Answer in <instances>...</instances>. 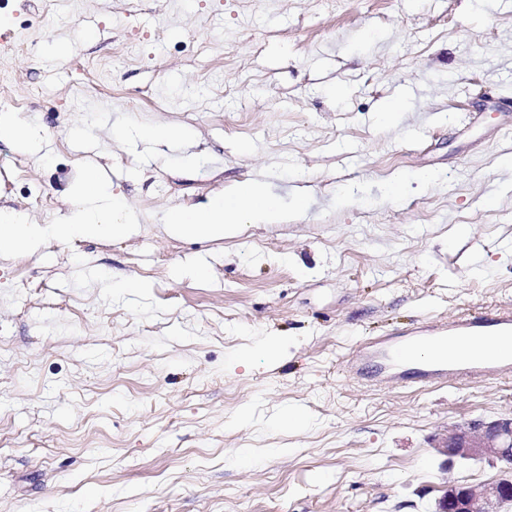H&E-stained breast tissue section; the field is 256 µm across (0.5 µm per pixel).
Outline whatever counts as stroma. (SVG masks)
I'll return each instance as SVG.
<instances>
[{"label": "stroma", "mask_w": 512, "mask_h": 512, "mask_svg": "<svg viewBox=\"0 0 512 512\" xmlns=\"http://www.w3.org/2000/svg\"><path fill=\"white\" fill-rule=\"evenodd\" d=\"M0 117L43 142L0 135V209L104 180L134 226L0 256V512H433L501 477L436 444L512 375L340 366L512 308V0H0ZM255 179L274 223L166 229Z\"/></svg>", "instance_id": "1"}]
</instances>
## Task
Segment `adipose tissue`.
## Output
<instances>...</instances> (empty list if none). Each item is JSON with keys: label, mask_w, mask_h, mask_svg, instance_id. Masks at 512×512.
I'll use <instances>...</instances> for the list:
<instances>
[{"label": "adipose tissue", "mask_w": 512, "mask_h": 512, "mask_svg": "<svg viewBox=\"0 0 512 512\" xmlns=\"http://www.w3.org/2000/svg\"><path fill=\"white\" fill-rule=\"evenodd\" d=\"M273 211L266 184L252 182L232 195L210 200L196 213L173 210L166 217L171 233L224 238L240 226L270 221ZM131 230L122 199L93 190L85 200L52 224H29L11 215L0 216V255L37 252L47 241L117 239Z\"/></svg>", "instance_id": "adipose-tissue-1"}]
</instances>
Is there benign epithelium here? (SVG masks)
Returning a JSON list of instances; mask_svg holds the SVG:
<instances>
[{
  "instance_id": "benign-epithelium-1",
  "label": "benign epithelium",
  "mask_w": 512,
  "mask_h": 512,
  "mask_svg": "<svg viewBox=\"0 0 512 512\" xmlns=\"http://www.w3.org/2000/svg\"><path fill=\"white\" fill-rule=\"evenodd\" d=\"M438 450L449 459H487L502 465L495 483L476 489L452 483L437 501L436 512H502L512 504V417L473 421L447 431Z\"/></svg>"
}]
</instances>
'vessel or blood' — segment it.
Returning <instances> with one entry per match:
<instances>
[{
  "mask_svg": "<svg viewBox=\"0 0 512 512\" xmlns=\"http://www.w3.org/2000/svg\"><path fill=\"white\" fill-rule=\"evenodd\" d=\"M484 337L494 340L512 338V310L484 312L452 324L433 322L424 326L418 334L409 337L408 342L412 345L431 343L445 347ZM398 349V344L380 342L375 348L357 353L349 367L354 370L360 362L377 358L385 361L396 359L399 355ZM416 368L417 381L422 385L444 380L472 382L502 373H512V356H495L484 352L444 355L419 361Z\"/></svg>",
  "mask_w": 512,
  "mask_h": 512,
  "instance_id": "vessel-or-blood-1",
  "label": "vessel or blood"
}]
</instances>
